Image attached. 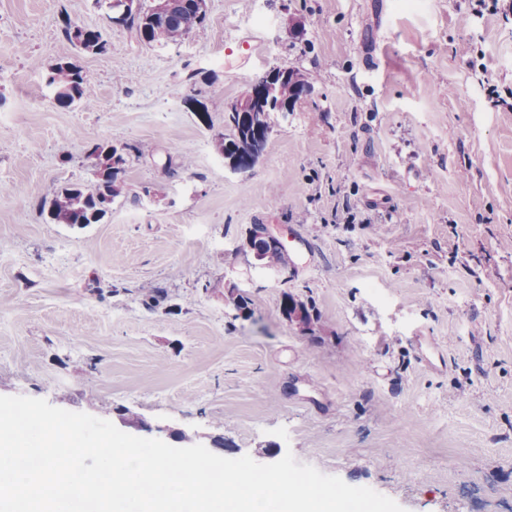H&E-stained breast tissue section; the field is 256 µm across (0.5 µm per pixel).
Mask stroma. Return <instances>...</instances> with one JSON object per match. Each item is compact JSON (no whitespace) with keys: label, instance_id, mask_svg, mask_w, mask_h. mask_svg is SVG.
I'll return each instance as SVG.
<instances>
[{"label":"stroma","instance_id":"stroma-1","mask_svg":"<svg viewBox=\"0 0 512 512\" xmlns=\"http://www.w3.org/2000/svg\"><path fill=\"white\" fill-rule=\"evenodd\" d=\"M206 12L148 47L94 0H0V395L220 438L230 459L274 444L404 512H512V108L488 96L512 93V20L477 0ZM66 58L88 75L71 105L46 81ZM274 68L312 92L233 169L224 115ZM98 144L126 150L119 195L100 223H53L44 198L91 188ZM255 224L305 253L256 264ZM65 34L67 39L83 52L102 53L107 46V41L99 30L75 26L68 27ZM283 314H285L288 321L292 318V315L299 313L301 315V321L304 327L301 329L303 332L313 331V324L317 320V314L315 307L312 302H305L299 298H296L292 294H286L283 302Z\"/></svg>","mask_w":512,"mask_h":512}]
</instances>
